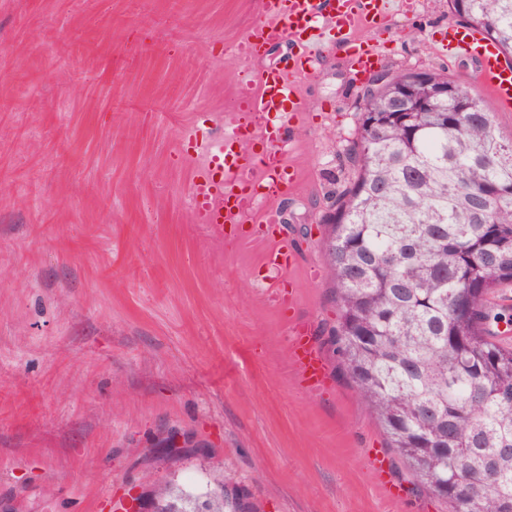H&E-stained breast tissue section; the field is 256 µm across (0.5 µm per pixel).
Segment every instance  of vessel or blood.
Returning <instances> with one entry per match:
<instances>
[{"label": "vessel or blood", "mask_w": 512, "mask_h": 512, "mask_svg": "<svg viewBox=\"0 0 512 512\" xmlns=\"http://www.w3.org/2000/svg\"><path fill=\"white\" fill-rule=\"evenodd\" d=\"M387 18L388 0H260L259 19L239 50L251 57L276 44L309 46L319 41L323 30L339 34L361 27L371 30ZM447 47L474 64L479 81L495 100L512 105V64L501 60L489 40L478 31L452 24ZM377 57L376 46L364 42L355 48L350 66L362 74L373 68ZM302 65V56L288 54L258 83L241 88L238 118L228 132L216 134L197 126L183 136L187 153L202 158L191 178L196 223L219 231L225 242L235 245L251 244L253 226L263 227L262 260L276 272L271 281L275 288L287 280L296 254L287 238L278 236L279 216L269 205L287 188L284 139L281 133L268 130L263 120L283 111L296 118L301 106L294 98L291 76ZM290 356L308 388L326 387L327 364L307 325L294 327Z\"/></svg>", "instance_id": "obj_1"}]
</instances>
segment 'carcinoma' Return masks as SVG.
<instances>
[{
  "label": "carcinoma",
  "instance_id": "cac0c4a2",
  "mask_svg": "<svg viewBox=\"0 0 512 512\" xmlns=\"http://www.w3.org/2000/svg\"><path fill=\"white\" fill-rule=\"evenodd\" d=\"M512 56V0H448ZM448 101L390 112L364 96L355 177L325 241L339 310L328 336L417 487L450 512H512V347L488 336L491 289L512 283V139L470 89L435 72ZM500 481L476 488L487 461ZM149 512H259L240 489L153 486Z\"/></svg>",
  "mask_w": 512,
  "mask_h": 512
}]
</instances>
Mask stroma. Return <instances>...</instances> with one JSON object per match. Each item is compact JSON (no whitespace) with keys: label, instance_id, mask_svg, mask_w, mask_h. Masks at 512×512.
Here are the masks:
<instances>
[{"label":"stroma","instance_id":"35a3bbf8","mask_svg":"<svg viewBox=\"0 0 512 512\" xmlns=\"http://www.w3.org/2000/svg\"><path fill=\"white\" fill-rule=\"evenodd\" d=\"M388 9L380 31L301 50L297 185L274 201L300 255L286 313L259 248L195 222L180 140L279 64L281 46L236 55L259 0H0V512H101L149 477L217 475L260 512H449L415 489L328 342L324 216L353 176L366 85L350 55L368 40L378 70L479 85L444 48L448 0ZM298 322L329 369L319 391L289 361ZM172 436L200 454L166 456Z\"/></svg>","mask_w":512,"mask_h":512}]
</instances>
